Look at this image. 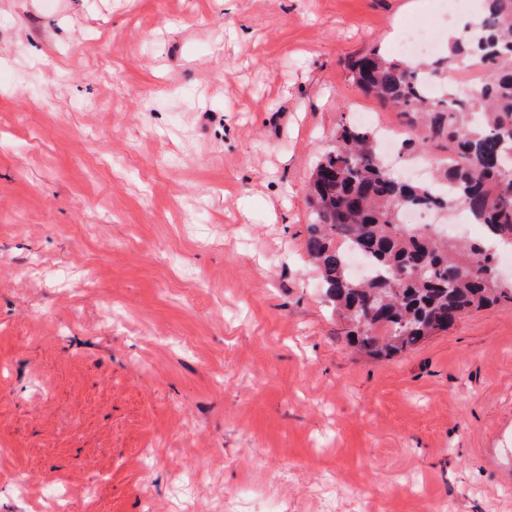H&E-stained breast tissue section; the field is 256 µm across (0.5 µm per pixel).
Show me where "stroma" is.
Masks as SVG:
<instances>
[{
    "instance_id": "stroma-1",
    "label": "stroma",
    "mask_w": 512,
    "mask_h": 512,
    "mask_svg": "<svg viewBox=\"0 0 512 512\" xmlns=\"http://www.w3.org/2000/svg\"><path fill=\"white\" fill-rule=\"evenodd\" d=\"M406 2L0 0V512H512V307L377 361L305 253L338 125L412 136L348 60L479 10Z\"/></svg>"
}]
</instances>
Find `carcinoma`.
<instances>
[{
	"instance_id": "carcinoma-1",
	"label": "carcinoma",
	"mask_w": 512,
	"mask_h": 512,
	"mask_svg": "<svg viewBox=\"0 0 512 512\" xmlns=\"http://www.w3.org/2000/svg\"><path fill=\"white\" fill-rule=\"evenodd\" d=\"M462 63L485 65L481 86L460 98L452 86L426 91ZM347 67L365 96L405 118L410 151H448L434 184L408 183L382 164L375 129L350 121L311 175L306 254L349 343L383 360L472 310L512 306V282L494 273L498 250H512V0H483L476 30L427 63L375 49ZM409 209L461 210L484 235L442 240L403 223Z\"/></svg>"
}]
</instances>
